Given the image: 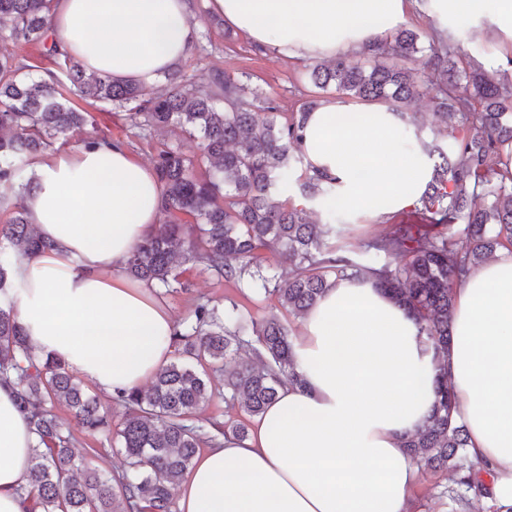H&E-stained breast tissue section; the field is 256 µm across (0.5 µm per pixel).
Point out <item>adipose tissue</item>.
<instances>
[{"label": "adipose tissue", "mask_w": 512, "mask_h": 512, "mask_svg": "<svg viewBox=\"0 0 512 512\" xmlns=\"http://www.w3.org/2000/svg\"><path fill=\"white\" fill-rule=\"evenodd\" d=\"M209 0L255 44L299 62L357 51L412 9L452 35L467 10L512 43V0ZM192 0H54L52 28L69 54L113 82L153 85L196 37ZM388 106L331 99L311 112L304 163L335 178L345 209L372 221L415 204L431 167L401 138ZM20 199L50 250L12 269L18 319L39 356L62 359L106 394L144 386L173 358L176 319L120 269L159 222L163 188L126 145L99 143L33 163ZM303 382L280 389L246 440L200 453L177 488L179 512H408L419 470L402 446L426 422L440 364L484 468L485 512L512 507V253L457 285L445 360L373 278H345L302 319L292 341ZM34 437L12 384L0 382V512H28L20 492Z\"/></svg>", "instance_id": "obj_1"}]
</instances>
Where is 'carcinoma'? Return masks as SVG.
<instances>
[{
  "instance_id": "obj_1",
  "label": "carcinoma",
  "mask_w": 512,
  "mask_h": 512,
  "mask_svg": "<svg viewBox=\"0 0 512 512\" xmlns=\"http://www.w3.org/2000/svg\"><path fill=\"white\" fill-rule=\"evenodd\" d=\"M53 0H0V198L21 196L32 180L24 166L67 134L82 131L89 113L65 96L127 113L143 139L175 126L200 138L199 153L161 144L154 169L164 193L161 224L133 249L123 272L158 288L181 284L184 265H202L217 279L248 289L302 318L325 291L349 275H369L414 320L419 334L440 354L448 349L458 280L495 257L512 252V75L489 72L458 57L442 36L429 46L421 34L398 29L363 48L368 64L342 58L308 67L311 97L280 121L279 105L249 82L223 71L184 79L165 75L166 85L148 90L117 84L48 43ZM39 43L60 69L50 80L20 76L22 66L6 42ZM415 66L408 67L406 63ZM335 93L384 103L407 127L418 126L412 103L433 107L432 138L422 142L432 176L409 212L386 216L382 233L347 255L351 222L363 216L343 209L336 184L304 169L299 144L310 112ZM342 223L319 226L306 208L288 203V187ZM0 225V379L13 382L35 444L21 493L28 512H176L175 486L198 449L226 435L247 437L246 425L199 419L213 397L240 403L261 416L279 390L300 382L288 328L277 316L245 322L233 307L219 313L197 302L176 322L172 343L180 357L144 387L112 398L121 427L84 390L64 362L40 359L20 324L10 297L11 255L45 252L50 244L28 223L20 204ZM464 237L468 247L459 246ZM288 254V273L263 263L262 252ZM249 344L252 359L227 367L228 357ZM224 373V391L209 374ZM65 406L81 430L119 437L127 468L117 475L81 468L74 436L53 409ZM454 397L445 366L436 380L426 425L403 439L418 467L449 472L446 493L479 491L478 474L451 461L465 452L468 434L453 418Z\"/></svg>"
}]
</instances>
